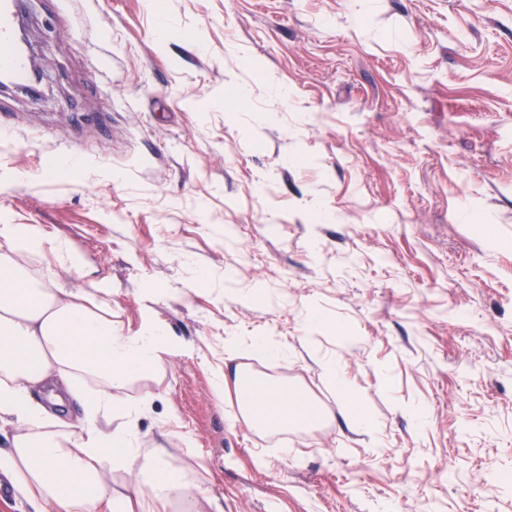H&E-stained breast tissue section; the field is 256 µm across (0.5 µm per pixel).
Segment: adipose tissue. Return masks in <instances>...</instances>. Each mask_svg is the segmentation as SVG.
I'll return each instance as SVG.
<instances>
[{
  "label": "adipose tissue",
  "instance_id": "obj_1",
  "mask_svg": "<svg viewBox=\"0 0 512 512\" xmlns=\"http://www.w3.org/2000/svg\"><path fill=\"white\" fill-rule=\"evenodd\" d=\"M26 252L51 254L67 271L81 269L67 241L34 224H0V424L12 427L0 448V476L17 504L33 512H224L163 442L142 445L135 427L153 400L126 390L157 374L176 345L166 325L144 315L135 330L115 324L98 289L70 288L31 277L17 263ZM217 397L246 401L250 423L313 425L323 419L285 381H243V368L213 369ZM47 394L40 402L39 394ZM127 480L113 485V472Z\"/></svg>",
  "mask_w": 512,
  "mask_h": 512
}]
</instances>
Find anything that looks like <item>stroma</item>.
Segmentation results:
<instances>
[{"mask_svg": "<svg viewBox=\"0 0 512 512\" xmlns=\"http://www.w3.org/2000/svg\"><path fill=\"white\" fill-rule=\"evenodd\" d=\"M25 23L41 93L0 90V223L90 273L30 275L182 342L127 391L155 395L141 434L175 432L224 512H512V0H29ZM256 336L294 357L239 364L320 424L214 395ZM231 355L224 363L212 369L214 394L221 399L234 391L249 423L268 422L272 426L288 428L292 425H313L324 418L323 410L304 398L298 389L287 381H265L246 385L241 364H230L238 351L229 348ZM243 399L249 407L243 404ZM313 406L315 410L311 407Z\"/></svg>", "mask_w": 512, "mask_h": 512, "instance_id": "35a3bbf8", "label": "stroma"}]
</instances>
